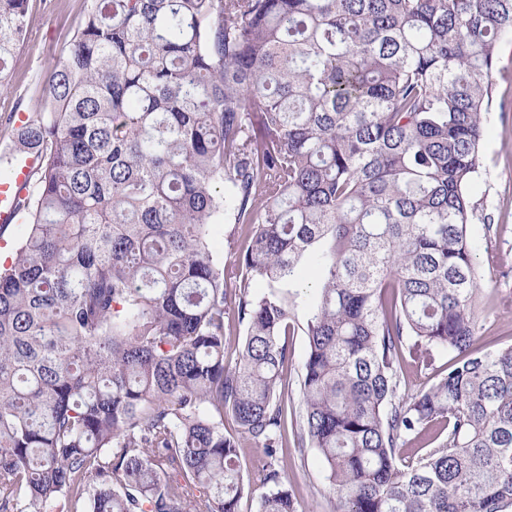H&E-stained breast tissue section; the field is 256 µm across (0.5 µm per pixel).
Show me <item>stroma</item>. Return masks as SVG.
<instances>
[{
  "instance_id": "1",
  "label": "stroma",
  "mask_w": 512,
  "mask_h": 512,
  "mask_svg": "<svg viewBox=\"0 0 512 512\" xmlns=\"http://www.w3.org/2000/svg\"><path fill=\"white\" fill-rule=\"evenodd\" d=\"M27 38L14 56L8 89L0 90V154L13 145L12 119L37 116L44 106L43 81L83 19L82 0H29ZM494 100L486 127V172L472 189L482 207L471 226L476 263L485 273L484 313L478 324V349L512 345V39L503 40L493 73ZM288 485L306 512H331L332 494L315 452L284 449Z\"/></svg>"
}]
</instances>
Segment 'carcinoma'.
I'll return each mask as SVG.
<instances>
[{"instance_id": "carcinoma-1", "label": "carcinoma", "mask_w": 512, "mask_h": 512, "mask_svg": "<svg viewBox=\"0 0 512 512\" xmlns=\"http://www.w3.org/2000/svg\"><path fill=\"white\" fill-rule=\"evenodd\" d=\"M29 24L0 0V89ZM511 35L512 0H83L13 129L43 161L0 266V512H239L243 441L256 512H305L289 427L334 512H512V346L472 350L468 237ZM230 229L229 224L218 227L214 232V239L211 240L214 252L224 259V266L232 264L237 256V247L228 237ZM319 273L317 268L309 264L304 272V280L302 282L301 288H294L293 290L298 293L297 298V317H298V323L303 324L307 319V303L310 301L313 290L310 288H307V286L314 287V284L316 283L318 279ZM312 287V288H313ZM290 351L292 352V362L288 365L285 373V398L288 404L298 405L300 399V371L301 365L307 353V337L300 329L295 330L292 336H286ZM287 447L284 448L288 486L304 502L305 512H331L332 494L325 470L317 454L310 450L301 456L294 448L292 429L287 431ZM243 448H241L242 453V461L244 466V475L248 476L253 483V487L256 489V494L262 493L265 488L262 487L260 483L261 478V466H262V458L260 452L243 443Z\"/></svg>"}]
</instances>
